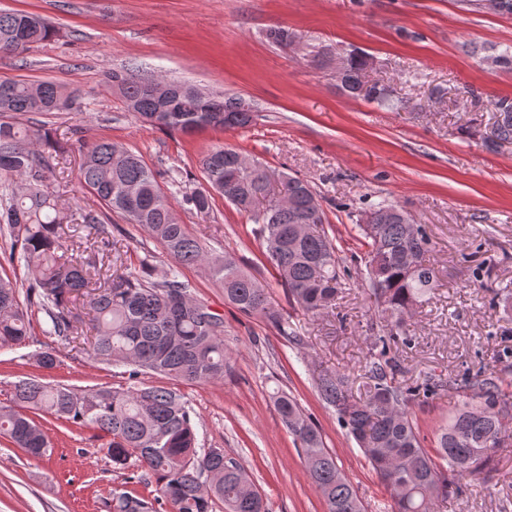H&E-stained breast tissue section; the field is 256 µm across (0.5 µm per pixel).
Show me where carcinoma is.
<instances>
[{
  "mask_svg": "<svg viewBox=\"0 0 512 512\" xmlns=\"http://www.w3.org/2000/svg\"><path fill=\"white\" fill-rule=\"evenodd\" d=\"M55 29L42 17L0 11V55L21 56L50 40ZM366 62L350 58L341 77L353 97L386 102L385 91L364 82ZM117 90L127 111L143 123L169 133H195L225 129L217 112L234 117L236 127L253 122L254 110L243 107L240 96L207 97L195 86L170 82L168 95L156 94L153 75L116 77ZM80 91L53 81L0 80V235L20 247L19 259L32 269L34 282L29 302L46 316L44 333L70 341L80 322L71 306L89 298L94 357L101 362L122 363L131 374H157L184 383L224 379L227 355L224 318L191 293L176 269L160 281L141 271L113 273L96 278V264L66 248L62 224L67 215L48 190L53 174L45 148L62 147L48 132L29 123L37 116L78 110ZM496 120L486 149L512 143V100L495 102ZM239 152L229 146L210 147L201 159L207 187L182 196L184 211L207 216L213 193L224 194L233 184L236 197L227 202L250 214L254 233L274 268L288 303L306 314L318 315L332 306L345 288L337 247L324 227V211L311 184L290 176L284 181L282 205L266 209L257 203L271 192L266 166L251 169L238 164ZM78 179L93 191L104 210L81 214L88 234L112 246L107 214L117 213L139 225L179 265L203 266L224 289V300L245 315L257 316L277 328L289 343L302 337L284 318L267 289L236 263L206 251L192 237L177 214L172 196L163 190L158 172L134 152L109 140L83 148ZM369 228L358 225L364 253L365 282L377 313L390 323L388 337H380L379 352L370 353L369 383L365 398L352 393L349 376L324 373L318 389L356 441L360 452L378 475L393 502L394 512H435L448 497L456 480L490 466L504 437L512 436V381L508 371L477 373L462 378L450 373L431 375L422 386L405 387L397 380L394 358L387 340L406 334L412 310L433 293L435 268L426 259L430 238L423 225L419 237L406 238L412 216L386 201L372 205ZM414 254L413 267L402 255ZM182 296L186 303H169ZM31 335L13 281L0 272V347L20 345ZM448 391L458 404L446 427L436 437L433 450L423 447L411 406L420 395ZM13 401L19 409L0 408V435L33 458L52 453L50 443L27 411H48L72 424L90 427L110 437L107 454L123 484L139 483L142 476L128 472L135 457L139 467L156 478L158 496L150 501L134 491L114 492L112 512H267L266 502L237 462L222 448L197 446L191 409L171 388L147 386L114 390L78 391L51 386L36 379L14 386ZM274 406L283 424L296 437L304 454L309 477L320 491L327 512H364L361 500L342 475L336 459L325 448L319 428L306 419L296 399L286 392L274 395Z\"/></svg>",
  "mask_w": 512,
  "mask_h": 512,
  "instance_id": "carcinoma-1",
  "label": "carcinoma"
}]
</instances>
